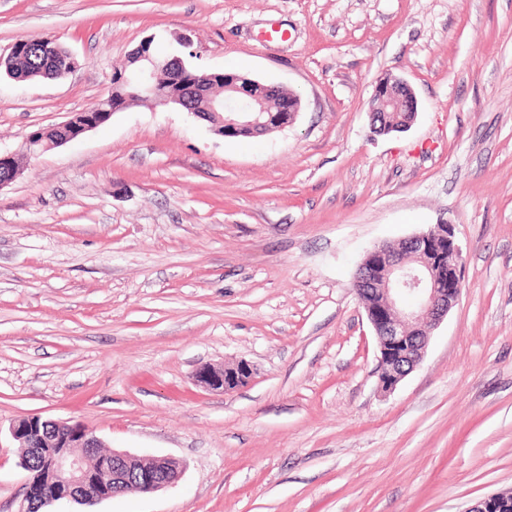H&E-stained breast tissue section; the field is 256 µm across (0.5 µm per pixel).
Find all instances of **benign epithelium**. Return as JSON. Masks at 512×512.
Returning <instances> with one entry per match:
<instances>
[{
    "label": "benign epithelium",
    "instance_id": "1",
    "mask_svg": "<svg viewBox=\"0 0 512 512\" xmlns=\"http://www.w3.org/2000/svg\"><path fill=\"white\" fill-rule=\"evenodd\" d=\"M152 39L140 43L138 66L121 70L120 82L138 89L135 96L154 106L174 105L194 117L207 121L221 136L249 132L262 136L292 124L301 109L299 96L280 93L281 86L253 79L232 76L224 78V99L215 103L209 82L219 73L197 69L190 72L183 59L171 56L167 65L182 79L181 89L167 90L155 83L156 64L145 47ZM408 90L407 111L417 115L418 100L409 84L401 78H391L384 84L382 99L400 98ZM275 110H270V107ZM278 112L284 122L271 124L272 112ZM110 112H72L68 118L49 128L30 133L24 149L32 157L76 141L98 128L113 116ZM14 154L0 152V190L10 184L21 170L11 167ZM464 256L457 243L452 225L435 224L430 229L406 239V252L396 254L387 245H377L366 252L353 283L359 299L369 295L375 298L364 305L367 318L375 332L381 366L388 374L379 376L382 391L390 393L423 360L429 336V327L438 324L458 302L462 291L461 270ZM253 369L240 361L232 367L202 365L194 372L195 383L208 391L228 392L251 381ZM9 431L20 447L55 448L48 459L47 469L53 477L52 489L25 484L27 504L45 505L69 500L83 505L97 504L116 495L125 485L136 487L143 494L155 493L173 485L180 477L182 466L172 457H160L167 464L159 470L144 467L130 469L135 457L114 451H99V438L79 423L29 419L10 424ZM507 494L487 495L466 512H494Z\"/></svg>",
    "mask_w": 512,
    "mask_h": 512
}]
</instances>
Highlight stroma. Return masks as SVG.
<instances>
[{
  "label": "stroma",
  "mask_w": 512,
  "mask_h": 512,
  "mask_svg": "<svg viewBox=\"0 0 512 512\" xmlns=\"http://www.w3.org/2000/svg\"><path fill=\"white\" fill-rule=\"evenodd\" d=\"M299 95L228 139L131 105L0 189V512L37 415L183 463L88 512H466L512 492V0H0V55L50 37L61 81L0 73V150L107 96L147 37ZM419 112L375 133L378 81ZM450 223L459 302L389 393L353 290L367 250ZM250 383L195 385L237 361ZM253 369L249 363L239 361L232 367L202 365L194 372L195 383L208 391L228 392L250 382Z\"/></svg>",
  "instance_id": "35a3bbf8"
}]
</instances>
